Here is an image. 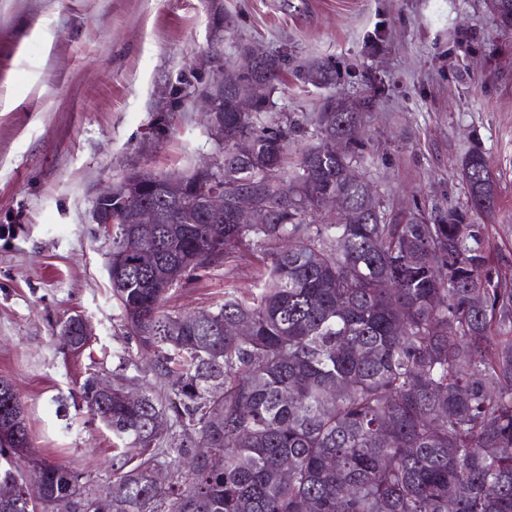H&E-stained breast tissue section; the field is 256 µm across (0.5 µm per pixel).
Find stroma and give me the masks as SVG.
<instances>
[{
  "label": "stroma",
  "mask_w": 512,
  "mask_h": 512,
  "mask_svg": "<svg viewBox=\"0 0 512 512\" xmlns=\"http://www.w3.org/2000/svg\"><path fill=\"white\" fill-rule=\"evenodd\" d=\"M247 44L287 57L273 112L304 121L332 95L356 104L386 209L467 210L458 165L480 148L499 180L493 235L512 280V28L487 0H0V378L36 451L95 485L115 449L79 388L123 358L127 376H149L112 302L94 201L133 169L179 176L220 160L202 103L175 89L212 81L208 57L233 67ZM316 58L328 85L302 78ZM259 255L249 246L176 285L165 309L197 314L225 289L252 292ZM77 314L94 335L66 356L55 336Z\"/></svg>",
  "instance_id": "stroma-1"
}]
</instances>
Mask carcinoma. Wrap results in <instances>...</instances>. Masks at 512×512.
Wrapping results in <instances>:
<instances>
[{
    "label": "carcinoma",
    "instance_id": "1",
    "mask_svg": "<svg viewBox=\"0 0 512 512\" xmlns=\"http://www.w3.org/2000/svg\"><path fill=\"white\" fill-rule=\"evenodd\" d=\"M284 59L243 77L253 112L219 90L224 194L251 192L257 224H236L200 202L191 171L164 190L124 179L112 210V300L159 381L127 399L87 378L81 399L112 430V512H512V283L490 225L453 204L420 212L380 209L357 152L361 113L347 100L314 113L319 142L292 154L300 123L268 119ZM305 79L332 80L323 61ZM346 143L333 155L329 141ZM469 208L492 216L497 177L475 148L459 165ZM329 195L336 220L309 217ZM151 206L149 229L137 211ZM250 243L265 255L255 292L224 290L195 324L164 310L182 279ZM155 264L141 263L143 252ZM58 348L90 338L60 330ZM211 441L200 457L189 444ZM42 471L44 495L23 497L24 472ZM172 470L159 484L156 471ZM0 512H91L97 488L31 446L25 408L0 379Z\"/></svg>",
    "mask_w": 512,
    "mask_h": 512
}]
</instances>
